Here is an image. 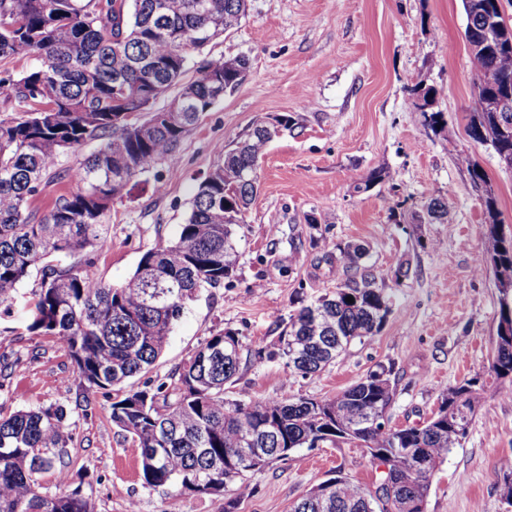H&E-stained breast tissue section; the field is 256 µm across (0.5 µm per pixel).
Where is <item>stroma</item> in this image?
<instances>
[{
  "mask_svg": "<svg viewBox=\"0 0 512 512\" xmlns=\"http://www.w3.org/2000/svg\"><path fill=\"white\" fill-rule=\"evenodd\" d=\"M462 0H249L233 32L189 50L185 80L202 61L247 57L250 72L180 140L177 163L157 162L115 197L105 216L104 242L71 259L93 281L117 286L141 256L173 240L191 210L198 184L222 150L257 122L288 116L259 169V188L237 229L235 276L203 291L176 323L163 355L135 385L170 381L209 336L230 329L246 353L226 395L250 401L328 399L378 366L390 369L393 426L426 421L448 387L480 376L479 405L462 446L431 479L426 512H506L512 458V377L489 370L502 293L492 270L476 271L488 254L484 188L456 162L469 154L497 200L500 228L512 237V169L467 133L475 95ZM433 86L436 109L451 135L425 130L411 95ZM90 141L62 159L65 180H50L36 198L48 211L76 190ZM391 177L358 194L353 183L374 168ZM432 195L448 200V215L428 223ZM366 250L364 270L382 282L391 311L376 336L354 341L321 373L301 376L284 362H255L248 353L277 341L301 303L335 292L348 273L336 246ZM407 274H398L400 265ZM32 271L15 299L0 306V413L57 404L67 411L69 470L91 494L95 512H224L215 496L144 487L140 450L111 418V395L83 399L75 366L49 336L31 332L29 303L39 288ZM375 487L380 471L353 443L301 448L290 459L249 473L253 488L238 512H289L293 502L334 472Z\"/></svg>",
  "mask_w": 512,
  "mask_h": 512,
  "instance_id": "1",
  "label": "stroma"
}]
</instances>
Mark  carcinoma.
Here are the masks:
<instances>
[{
    "mask_svg": "<svg viewBox=\"0 0 512 512\" xmlns=\"http://www.w3.org/2000/svg\"><path fill=\"white\" fill-rule=\"evenodd\" d=\"M486 13L465 10L470 80L475 98L501 94L512 82V45L490 35L486 16L498 17L497 0H483ZM248 0H0V59L38 56L21 76L0 71L10 89L0 102L23 117L0 120V304L10 301L33 269L42 271L32 291L30 330L51 336L74 362L85 393L110 390L150 371L165 350L187 306L209 288L231 279L238 251L235 227L258 189V165L272 137L256 125L224 151L199 184L191 212L177 239L145 252L120 286L91 282L73 266L56 261L75 256L102 240L103 218L130 182L158 160H171L179 141L201 116L234 89L250 70L242 57L235 70L207 62L197 77L181 82L187 49L236 29ZM166 106L154 108L172 88ZM423 126L451 132L445 114L434 109L436 90L412 89ZM468 135L490 146L502 163L512 161V111L474 109ZM91 140L99 148L82 164L77 189L58 196L40 215L33 201L61 156ZM476 184L485 173L467 154L457 157ZM389 177L374 168L355 182L357 193ZM494 247L479 259L500 286H512V239L498 230L497 199L484 194ZM448 213V200L429 199V220ZM346 269L365 256L358 245L337 247ZM353 297L354 302L346 301ZM390 299L371 274L348 278L334 295L301 306L272 346L251 356L259 362L286 360L303 376L320 373L354 340L377 335ZM241 344L230 330L205 339L177 372V379L144 384L116 394L112 421L141 449V480L147 487L191 489L215 480L235 486L224 512H237L253 472L288 460L316 442L358 441L367 455L386 454L387 468L370 490L345 476L329 492L318 484L296 500L290 512H421L430 478L469 431L477 378L448 388L447 413L416 426L385 427L375 418L393 399L390 369L383 365L330 399L288 398L245 402L225 397L237 381ZM490 369L512 374V296L500 302ZM66 409L37 406L0 416V512H94L81 488L68 489ZM48 475L58 492L38 491Z\"/></svg>",
    "mask_w": 512,
    "mask_h": 512,
    "instance_id": "cac0c4a2",
    "label": "carcinoma"
}]
</instances>
